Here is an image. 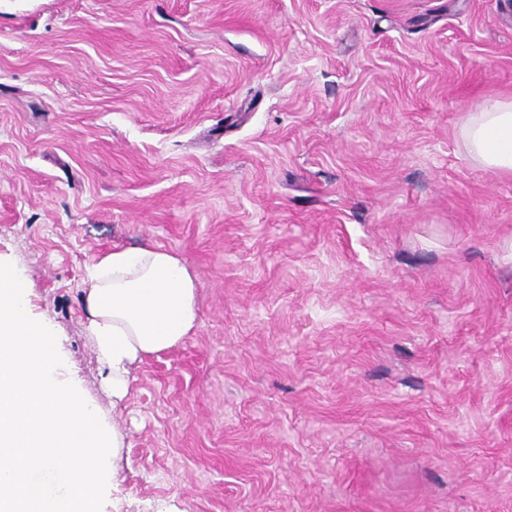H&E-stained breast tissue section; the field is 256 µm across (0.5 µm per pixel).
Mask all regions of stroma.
Returning a JSON list of instances; mask_svg holds the SVG:
<instances>
[{
    "mask_svg": "<svg viewBox=\"0 0 512 512\" xmlns=\"http://www.w3.org/2000/svg\"><path fill=\"white\" fill-rule=\"evenodd\" d=\"M512 0H0V260L123 436L107 512H512ZM198 324L101 388L93 257ZM459 134L474 165L512 177V98H491L477 112H467Z\"/></svg>",
    "mask_w": 512,
    "mask_h": 512,
    "instance_id": "35a3bbf8",
    "label": "stroma"
}]
</instances>
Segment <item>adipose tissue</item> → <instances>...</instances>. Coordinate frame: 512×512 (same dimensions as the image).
I'll use <instances>...</instances> for the list:
<instances>
[{
  "label": "adipose tissue",
  "instance_id": "obj_1",
  "mask_svg": "<svg viewBox=\"0 0 512 512\" xmlns=\"http://www.w3.org/2000/svg\"><path fill=\"white\" fill-rule=\"evenodd\" d=\"M471 162L512 177V98H491L460 125ZM83 294L89 338L113 401L129 391L132 368L196 328V283L186 262L157 248H113L94 258Z\"/></svg>",
  "mask_w": 512,
  "mask_h": 512
}]
</instances>
